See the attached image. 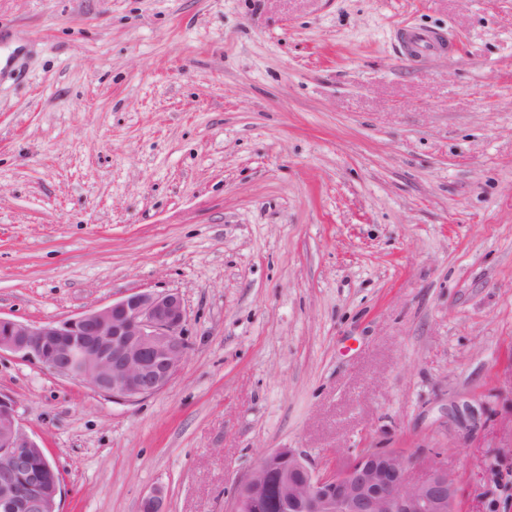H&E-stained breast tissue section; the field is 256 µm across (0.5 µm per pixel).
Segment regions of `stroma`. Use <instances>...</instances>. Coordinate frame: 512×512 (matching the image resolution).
<instances>
[{
  "mask_svg": "<svg viewBox=\"0 0 512 512\" xmlns=\"http://www.w3.org/2000/svg\"><path fill=\"white\" fill-rule=\"evenodd\" d=\"M137 290L189 344L139 403L0 355L60 512H231L277 448L512 512V0H0V315ZM408 49L415 51L419 57L443 51L445 45L432 31L426 29H409L404 32Z\"/></svg>",
  "mask_w": 512,
  "mask_h": 512,
  "instance_id": "obj_1",
  "label": "stroma"
}]
</instances>
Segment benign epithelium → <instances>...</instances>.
<instances>
[{"mask_svg": "<svg viewBox=\"0 0 512 512\" xmlns=\"http://www.w3.org/2000/svg\"><path fill=\"white\" fill-rule=\"evenodd\" d=\"M187 311L177 291H135L73 317L33 325L0 316V354L11 353L84 383L115 403L132 404L175 377L188 353ZM55 470L16 411L0 395V509L59 512L62 483L42 486L32 466ZM416 462L380 448L357 451L321 472L294 448L265 454L240 484L232 512H249L279 480L289 512H459L457 477L434 463L413 476ZM140 512H167L159 488Z\"/></svg>", "mask_w": 512, "mask_h": 512, "instance_id": "benign-epithelium-1", "label": "benign epithelium"}]
</instances>
